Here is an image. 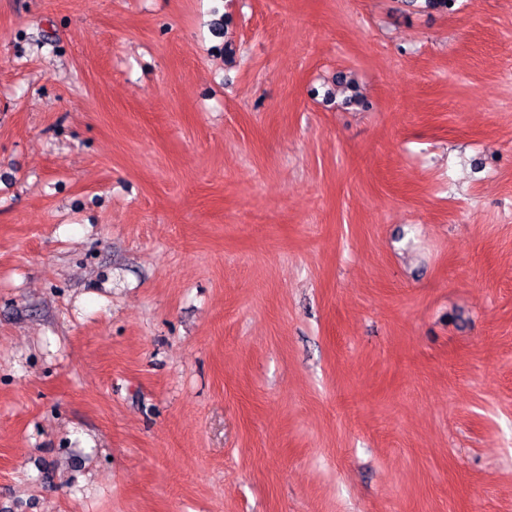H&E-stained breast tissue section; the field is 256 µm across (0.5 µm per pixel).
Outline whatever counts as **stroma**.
Returning <instances> with one entry per match:
<instances>
[{"label": "stroma", "instance_id": "obj_1", "mask_svg": "<svg viewBox=\"0 0 512 512\" xmlns=\"http://www.w3.org/2000/svg\"><path fill=\"white\" fill-rule=\"evenodd\" d=\"M0 512H512V0H0Z\"/></svg>", "mask_w": 512, "mask_h": 512}]
</instances>
